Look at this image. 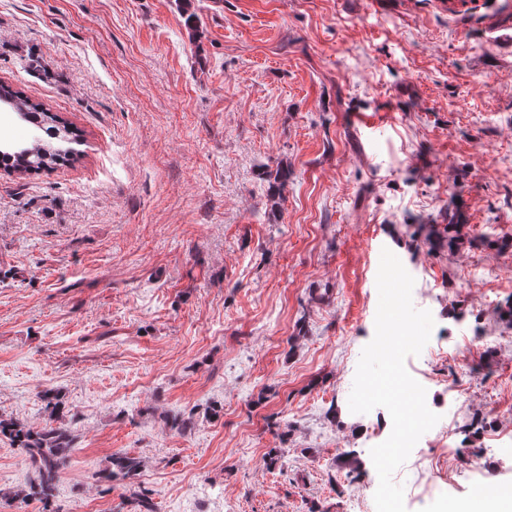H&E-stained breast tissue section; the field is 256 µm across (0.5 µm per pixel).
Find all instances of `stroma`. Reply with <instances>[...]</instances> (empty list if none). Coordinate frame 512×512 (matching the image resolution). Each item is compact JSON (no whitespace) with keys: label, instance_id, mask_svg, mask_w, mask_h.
Listing matches in <instances>:
<instances>
[{"label":"stroma","instance_id":"35a3bbf8","mask_svg":"<svg viewBox=\"0 0 512 512\" xmlns=\"http://www.w3.org/2000/svg\"><path fill=\"white\" fill-rule=\"evenodd\" d=\"M194 5L197 41L174 0H0V80L79 152L0 170V415L44 426L53 389L74 435L47 505L0 438V512H135L98 479L117 452L156 512H372L390 416L348 397L385 248L433 316L405 365L441 416L394 482L411 512L512 488V0Z\"/></svg>","mask_w":512,"mask_h":512}]
</instances>
